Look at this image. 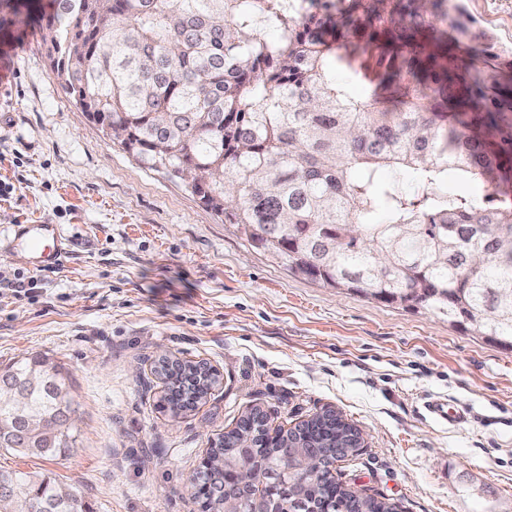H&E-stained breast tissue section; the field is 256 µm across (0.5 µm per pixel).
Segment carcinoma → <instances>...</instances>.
Masks as SVG:
<instances>
[{
  "instance_id": "obj_1",
  "label": "carcinoma",
  "mask_w": 512,
  "mask_h": 512,
  "mask_svg": "<svg viewBox=\"0 0 512 512\" xmlns=\"http://www.w3.org/2000/svg\"><path fill=\"white\" fill-rule=\"evenodd\" d=\"M51 0L47 48L64 91L114 129L144 168L184 183L207 208L294 272L331 288L418 307L512 344V98L489 85L496 57L461 64L472 36L458 0ZM450 24L451 44L426 41ZM276 37L263 36L266 29ZM364 54L363 101L343 98L332 62ZM406 168L411 191L384 177ZM489 184L477 203L441 190L448 170ZM388 219L376 221L379 212ZM21 392L0 401V446L64 457L78 431L63 368L42 354L4 367ZM41 423L28 431L24 418ZM277 512H391L326 471L289 498L287 447L258 449ZM78 512L44 476L0 469V512Z\"/></svg>"
}]
</instances>
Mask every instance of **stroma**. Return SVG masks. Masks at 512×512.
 <instances>
[{"label": "stroma", "mask_w": 512, "mask_h": 512, "mask_svg": "<svg viewBox=\"0 0 512 512\" xmlns=\"http://www.w3.org/2000/svg\"><path fill=\"white\" fill-rule=\"evenodd\" d=\"M477 46L512 60V0H460ZM50 0H0V230L52 224L56 269L0 242V367L44 353L72 382L79 444L0 467L74 488L92 512H201L188 478L211 440L255 407L291 428L333 407L365 435L340 480L397 512H512V349L288 271L183 186L143 168L55 79L40 23ZM214 367L189 413L163 408L160 352ZM465 404L467 423L426 401ZM425 409L430 415L446 421L451 425L466 423L469 418V414L466 410L460 409L454 403L447 400H429L425 405Z\"/></svg>", "instance_id": "35a3bbf8"}]
</instances>
